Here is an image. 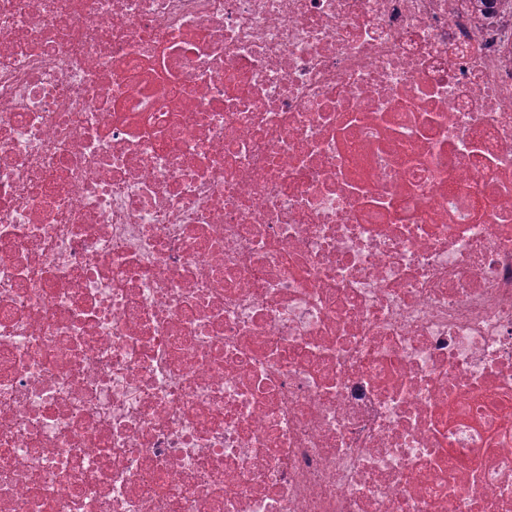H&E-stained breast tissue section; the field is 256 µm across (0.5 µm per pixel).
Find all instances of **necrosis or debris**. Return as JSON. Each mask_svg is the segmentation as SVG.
I'll list each match as a JSON object with an SVG mask.
<instances>
[{"label":"necrosis or debris","mask_w":512,"mask_h":512,"mask_svg":"<svg viewBox=\"0 0 512 512\" xmlns=\"http://www.w3.org/2000/svg\"><path fill=\"white\" fill-rule=\"evenodd\" d=\"M0 512H512V0H0Z\"/></svg>","instance_id":"4bbe7bcc"}]
</instances>
